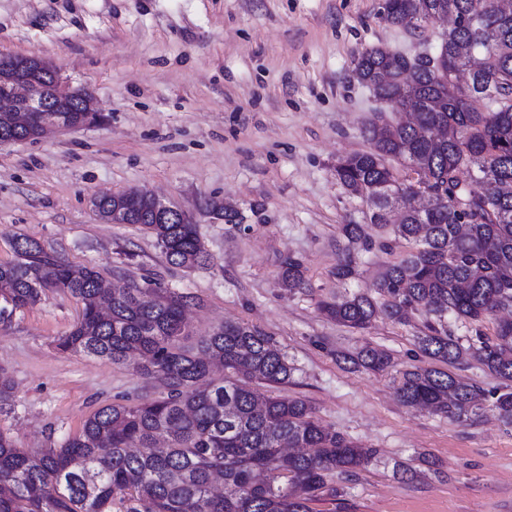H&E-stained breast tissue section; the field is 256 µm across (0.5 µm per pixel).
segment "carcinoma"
Returning <instances> with one entry per match:
<instances>
[{
    "label": "carcinoma",
    "mask_w": 512,
    "mask_h": 512,
    "mask_svg": "<svg viewBox=\"0 0 512 512\" xmlns=\"http://www.w3.org/2000/svg\"><path fill=\"white\" fill-rule=\"evenodd\" d=\"M450 11L455 25L439 50L448 61L417 62L382 46L357 54L354 76L387 104L412 92L419 101L411 123L374 113L363 137L369 149L339 159L336 181L363 199L370 222L387 224L399 211L395 240L410 250L370 284L320 302L332 320L362 330L381 319L396 324L424 317L420 352L453 366L467 354L501 381L490 393L477 382L433 367L400 371L397 394L457 423L479 416L486 402L512 425V321L495 339L482 333L464 347L448 318L476 323L512 307V11L500 0H384L378 16L416 29ZM480 60L461 86L454 72ZM406 169L399 177L395 165ZM140 225L168 263L204 265L209 254L196 225L164 224L140 200ZM346 245L333 274L358 276L349 244L367 240L363 224H344ZM16 260L0 264V296L18 307L47 290L83 304L80 319L57 339L62 352L124 363L133 355L140 375L163 387L157 398L103 406L58 448L32 452L0 431V512H310L309 503L340 495L335 478H349L376 456L313 415L307 401L276 395L263 401L255 379L288 385L295 366L276 340L256 326L226 321L196 341L185 322L193 296L159 282L126 283L96 303L102 278L74 267L37 240L16 235ZM279 278L293 293L306 288L302 264L285 261ZM351 369L380 373L392 357L368 344L336 352ZM227 371L214 377L212 364Z\"/></svg>",
    "instance_id": "cac0c4a2"
}]
</instances>
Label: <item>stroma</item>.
Instances as JSON below:
<instances>
[{"mask_svg": "<svg viewBox=\"0 0 512 512\" xmlns=\"http://www.w3.org/2000/svg\"><path fill=\"white\" fill-rule=\"evenodd\" d=\"M379 3L0 0V57L53 61L106 116L0 144V263L15 260L11 239L25 234L105 279L196 296L194 336L227 321L273 336L296 372L284 389L258 382L255 390L302 398L323 424L377 451L344 496L313 502L312 512H512V426L488 408L459 424L398 398L400 369L426 363L414 344L421 317L359 333L318 307L365 287L409 250L392 225L370 223L367 204L333 173L338 157L367 149L362 131L381 107L353 77L357 53L383 46L413 55L446 30L429 23L419 35L381 22ZM136 188L193 218L208 263L170 265L140 225L97 217L95 193ZM208 201L234 206L242 223L212 219ZM345 224L366 225L374 241L356 245L359 277L349 282L333 274ZM290 257L308 283L294 294L278 279ZM82 307L49 291L0 318V376L14 386L0 430L16 447H58L98 408L159 394L130 364L56 348ZM365 344L388 351L395 369L337 364V352Z\"/></svg>", "mask_w": 512, "mask_h": 512, "instance_id": "obj_1", "label": "stroma"}]
</instances>
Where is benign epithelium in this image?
<instances>
[{
    "mask_svg": "<svg viewBox=\"0 0 512 512\" xmlns=\"http://www.w3.org/2000/svg\"><path fill=\"white\" fill-rule=\"evenodd\" d=\"M72 110L82 113L79 120L67 121L51 116L53 112ZM96 113L98 110L92 95L72 87L52 62L37 54L0 58V114L34 130L36 136L51 130L68 132L94 126L99 123ZM137 193L151 199L156 217L170 223L176 221L185 224L189 221L190 216L183 210L152 192L135 189L127 194H111L112 223L131 222L127 197Z\"/></svg>",
    "mask_w": 512,
    "mask_h": 512,
    "instance_id": "obj_1",
    "label": "benign epithelium"
}]
</instances>
